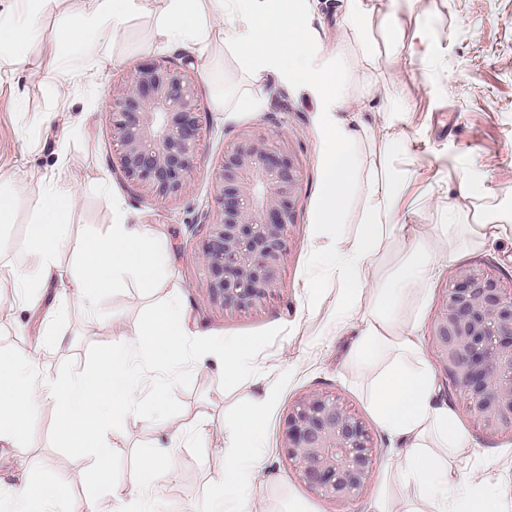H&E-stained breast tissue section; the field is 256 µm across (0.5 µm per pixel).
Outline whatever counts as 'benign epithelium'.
I'll use <instances>...</instances> for the list:
<instances>
[{
	"label": "benign epithelium",
	"instance_id": "benign-epithelium-1",
	"mask_svg": "<svg viewBox=\"0 0 512 512\" xmlns=\"http://www.w3.org/2000/svg\"><path fill=\"white\" fill-rule=\"evenodd\" d=\"M109 107L123 178L162 199L187 193L202 137L188 64L135 67L112 87ZM215 181L201 245L206 289L224 310L243 311L283 287L301 171L286 136L246 130L224 147ZM430 340L466 414L512 437V287L483 268H456ZM282 449L310 489L336 501L361 497L370 483L369 425L336 395H301L288 412Z\"/></svg>",
	"mask_w": 512,
	"mask_h": 512
}]
</instances>
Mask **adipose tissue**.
I'll return each mask as SVG.
<instances>
[{
    "instance_id": "1",
    "label": "adipose tissue",
    "mask_w": 512,
    "mask_h": 512,
    "mask_svg": "<svg viewBox=\"0 0 512 512\" xmlns=\"http://www.w3.org/2000/svg\"><path fill=\"white\" fill-rule=\"evenodd\" d=\"M156 33L170 46L195 47L206 54L213 30L206 20L215 13L224 19V42L254 78L270 74L284 85L304 87L317 101L318 137L323 173L315 222L321 231L311 250L317 273L308 284L317 293L327 281L341 293L332 330L351 334L349 360L369 373L372 407L379 426L390 438L403 442L397 466L399 480L412 488L420 505L431 512H508L506 503L490 486L475 488L454 480L447 455L468 447V436L455 424L447 404L434 392L433 375L417 340L419 312L429 287L441 272V260L425 243L416 244L378 288L367 289V274L386 241L405 235L404 178L377 168H363L360 146L364 123L345 116L344 82L339 78V56L312 41L306 28V0H288L279 12L278 0H164ZM148 0H0V69L24 67L50 56L59 69L70 57L95 48L97 67L115 63L108 46H96L98 32L121 35L147 9ZM59 17L63 41L44 44L38 38L43 19ZM276 17V28L261 30L262 16ZM287 29L288 47L280 45V29ZM73 184L63 179L40 182L34 195L33 223L42 228L32 263L16 270L15 295L32 311L42 307L50 282L61 271L60 248L70 223ZM360 199L359 225L346 235L353 199ZM81 271L72 273L69 286L87 311H94L97 292L128 281L150 288L164 276L170 262L167 238L143 224L115 221L99 233L95 244L78 250ZM372 306L358 316L363 293ZM259 416L252 413L227 428L229 454L224 463L221 512H248L255 473L263 461ZM171 452L146 459L131 478L126 492L110 500L92 499L79 512H129L144 491L173 473Z\"/></svg>"
}]
</instances>
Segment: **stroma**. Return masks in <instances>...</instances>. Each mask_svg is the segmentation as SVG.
Returning a JSON list of instances; mask_svg holds the SVG:
<instances>
[{"mask_svg":"<svg viewBox=\"0 0 512 512\" xmlns=\"http://www.w3.org/2000/svg\"><path fill=\"white\" fill-rule=\"evenodd\" d=\"M370 6L378 19L393 21L402 37L398 51L370 63L339 0H308L307 19L311 35L326 50L341 52L346 108L367 126L362 165L376 163L385 133L405 142L404 153L389 160L388 167L408 175L405 196L416 204L405 214L410 231L382 248L368 271V287H379L419 242L444 258L447 271L477 266L512 285V231L482 245L467 239V226L475 217L512 216V0H370ZM155 29L154 15L135 19L124 36L112 41L117 63L95 70L90 84L66 81L47 57L34 68L0 73V173L9 177L6 190L14 202L12 223L0 225V278L9 279L28 264L36 235L31 199L47 177L76 187L72 238L89 242L120 214L127 223L164 232L172 256L160 285L100 289L98 320L92 324L86 323L81 303L60 285L47 293L42 322L20 306L10 289L0 290V300L7 304L0 315V346L37 358L43 376L53 379L63 361L84 366L89 346L137 333L147 304L175 296L190 329L198 333L226 336L286 327V335L256 358L258 375L236 389H221L219 360L204 356L191 367V387L174 391L180 414L161 422L131 415L122 430L109 432L112 449L122 457L120 486H127L131 471L144 459L169 448L176 469L158 490L155 512H213L224 481L225 426L257 411L265 459L253 482L251 512H369L380 494L391 512H409L415 493L393 470L404 446L377 424L368 374L346 359L349 336L328 333L339 289L327 283L313 298L307 288L321 176L315 100L305 90L271 78L254 80L222 38L212 41L208 55L213 65L206 69L193 49L160 44ZM153 60L191 64L203 131L200 165L189 191L168 200L132 187L115 168L117 146L107 106L113 85ZM220 93L234 106L243 96L257 97L263 106L257 112L236 106L222 112L215 104ZM253 127L287 134L302 184L283 289L249 311L231 312L211 301L198 248L215 206L214 171L224 148ZM452 210L466 242L451 251L443 225ZM433 376L437 398L447 403L471 442L449 458V466L462 469L468 484L493 486L512 499V438L484 431L463 412L444 373L437 370ZM312 390L344 399L372 431L376 461L371 482L357 500L340 503L310 490L284 456L286 416L297 398ZM53 416L52 407L38 408L34 439L24 458L0 451V512H11L13 488L23 478L40 487L65 474V504L85 500L83 474L92 460L69 458L51 446Z\"/></svg>","mask_w":512,"mask_h":512,"instance_id":"obj_1","label":"stroma"}]
</instances>
